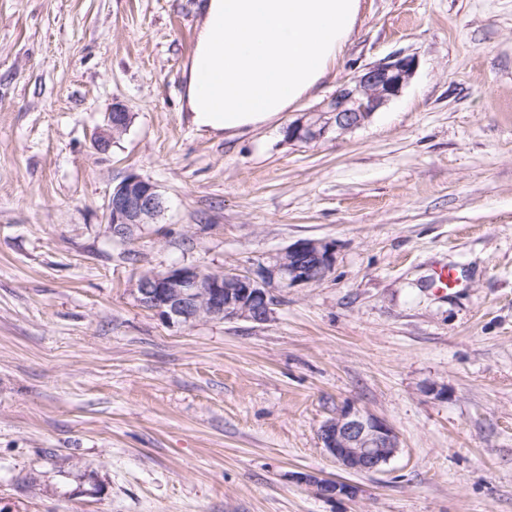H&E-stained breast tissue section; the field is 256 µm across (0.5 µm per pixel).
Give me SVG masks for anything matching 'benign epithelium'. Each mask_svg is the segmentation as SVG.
Listing matches in <instances>:
<instances>
[{
  "label": "benign epithelium",
  "mask_w": 512,
  "mask_h": 512,
  "mask_svg": "<svg viewBox=\"0 0 512 512\" xmlns=\"http://www.w3.org/2000/svg\"><path fill=\"white\" fill-rule=\"evenodd\" d=\"M413 55L396 53L359 70L330 99L288 125L290 142L311 143L329 133L350 132L368 121L398 97L416 72ZM126 110L112 108L108 124L94 138L96 147L108 150L126 131ZM164 208L156 186L137 174L125 177L109 195L105 206L107 232L126 240L135 227L152 223ZM335 261L334 246L324 240H303L253 263L247 274L205 272L194 266L148 271L135 288L138 301L166 323L192 325L204 320H246L264 323L273 314L278 295L290 288L315 285L324 280ZM326 453L343 470L370 473L382 469L397 454L394 428L378 416L351 405L340 408L319 429ZM299 480L327 501L353 499L356 486L303 474Z\"/></svg>",
  "instance_id": "7a95c632"
}]
</instances>
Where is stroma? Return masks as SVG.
Here are the masks:
<instances>
[{"mask_svg":"<svg viewBox=\"0 0 512 512\" xmlns=\"http://www.w3.org/2000/svg\"><path fill=\"white\" fill-rule=\"evenodd\" d=\"M199 16L0 0V512H512V0H365L317 91L225 138L181 110ZM397 52L416 73L369 122L285 139ZM132 173L164 209L124 243L105 205ZM302 239L334 266L265 323L173 326L134 293ZM442 266L462 288L429 289ZM347 404L398 435L380 471L320 443ZM302 473L359 493L324 501ZM126 110L121 105L114 106L108 115L106 128L99 130L94 138L96 147L100 151H107L112 141L126 131Z\"/></svg>","mask_w":512,"mask_h":512,"instance_id":"obj_1","label":"stroma"}]
</instances>
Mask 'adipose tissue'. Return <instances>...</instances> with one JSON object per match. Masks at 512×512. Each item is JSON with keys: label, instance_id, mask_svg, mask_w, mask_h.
Returning <instances> with one entry per match:
<instances>
[{"label": "adipose tissue", "instance_id": "obj_1", "mask_svg": "<svg viewBox=\"0 0 512 512\" xmlns=\"http://www.w3.org/2000/svg\"><path fill=\"white\" fill-rule=\"evenodd\" d=\"M362 0H202L181 109L229 136L273 122L312 93L352 38Z\"/></svg>", "mask_w": 512, "mask_h": 512}]
</instances>
